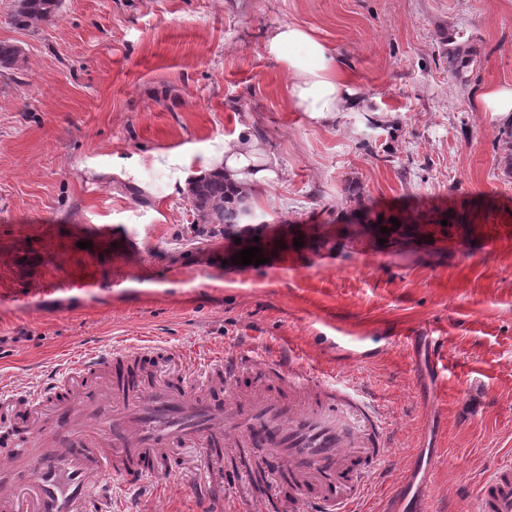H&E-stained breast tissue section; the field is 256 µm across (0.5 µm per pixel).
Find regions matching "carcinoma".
Masks as SVG:
<instances>
[{"label": "carcinoma", "instance_id": "carcinoma-1", "mask_svg": "<svg viewBox=\"0 0 512 512\" xmlns=\"http://www.w3.org/2000/svg\"><path fill=\"white\" fill-rule=\"evenodd\" d=\"M62 0H15L12 21L19 27H28L37 22L52 20L60 10ZM468 51L462 44L448 50V71L455 75L461 73L468 64ZM25 63L22 48L15 44L0 42V69L3 71L21 70ZM188 200L196 223L209 224V234L221 235L233 242L241 239L245 248H266L264 236L254 224L255 213L248 203V194L231 187L221 175H210L204 178L192 179L188 182ZM379 213L371 209L359 211L358 223L352 225V233L366 236L375 241L385 239L392 244H398L407 238L433 240V236L445 233L441 221L427 218L425 221L408 223V219L399 218L400 226H395L384 217L378 224L374 220ZM387 232H380V228ZM259 241H253L254 237Z\"/></svg>", "mask_w": 512, "mask_h": 512}]
</instances>
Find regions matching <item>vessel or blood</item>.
<instances>
[{
  "mask_svg": "<svg viewBox=\"0 0 512 512\" xmlns=\"http://www.w3.org/2000/svg\"><path fill=\"white\" fill-rule=\"evenodd\" d=\"M259 370L257 388L243 372ZM387 431L371 399L301 371L290 353L192 359L140 341L81 354L33 394H0V512H112V480L175 481L182 452L201 451V495L220 491L224 451L265 448L288 502L272 512H355L385 461ZM430 480L406 472L383 512H430ZM477 512H512V463L481 482Z\"/></svg>",
  "mask_w": 512,
  "mask_h": 512,
  "instance_id": "1",
  "label": "vessel or blood"
}]
</instances>
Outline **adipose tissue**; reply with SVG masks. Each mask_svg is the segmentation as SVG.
I'll use <instances>...</instances> for the list:
<instances>
[{"mask_svg": "<svg viewBox=\"0 0 512 512\" xmlns=\"http://www.w3.org/2000/svg\"><path fill=\"white\" fill-rule=\"evenodd\" d=\"M265 53L288 74V102L293 111L314 122H333L337 113L364 107L359 90L344 76L341 57L304 26H277L264 44ZM219 172L242 190L269 185L279 172L262 155L250 126L240 125L230 138L215 141L200 176Z\"/></svg>", "mask_w": 512, "mask_h": 512, "instance_id": "ef3b65f1", "label": "adipose tissue"}]
</instances>
